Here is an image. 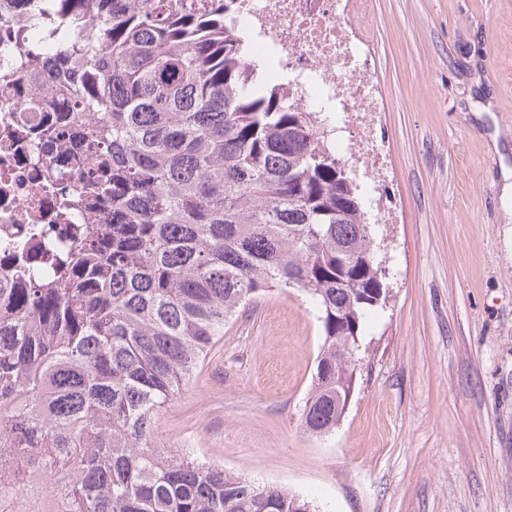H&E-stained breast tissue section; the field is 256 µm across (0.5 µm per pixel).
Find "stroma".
Instances as JSON below:
<instances>
[{"label": "stroma", "instance_id": "stroma-1", "mask_svg": "<svg viewBox=\"0 0 512 512\" xmlns=\"http://www.w3.org/2000/svg\"><path fill=\"white\" fill-rule=\"evenodd\" d=\"M372 8L399 221L377 227L390 301L367 319L346 412L304 430L321 324L278 291L225 325L157 443L316 512H512V0Z\"/></svg>", "mask_w": 512, "mask_h": 512}]
</instances>
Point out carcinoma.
Listing matches in <instances>:
<instances>
[{"instance_id": "1", "label": "carcinoma", "mask_w": 512, "mask_h": 512, "mask_svg": "<svg viewBox=\"0 0 512 512\" xmlns=\"http://www.w3.org/2000/svg\"><path fill=\"white\" fill-rule=\"evenodd\" d=\"M224 2L38 0L45 44L9 33L0 91L26 69L62 103L23 125L64 155L72 187L43 176L86 228L0 288V502L18 512H313L155 438L224 323L287 289L318 310L302 424L329 434L386 298L358 187Z\"/></svg>"}]
</instances>
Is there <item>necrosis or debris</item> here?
I'll use <instances>...</instances> for the list:
<instances>
[{
  "label": "necrosis or debris",
  "mask_w": 512,
  "mask_h": 512,
  "mask_svg": "<svg viewBox=\"0 0 512 512\" xmlns=\"http://www.w3.org/2000/svg\"><path fill=\"white\" fill-rule=\"evenodd\" d=\"M227 23L252 36V53L283 77L286 99L329 116L331 147L340 161L362 169L373 189L392 178L375 140L384 109L370 76L371 0H231ZM39 95L45 122L57 116L54 96L18 83L0 93V280L29 260L34 244L64 250L80 224L63 220L39 177L36 157L51 158L43 140L20 124L30 95Z\"/></svg>",
  "instance_id": "obj_1"
}]
</instances>
